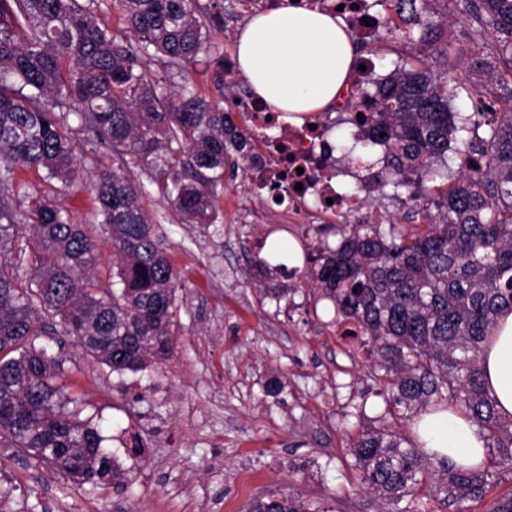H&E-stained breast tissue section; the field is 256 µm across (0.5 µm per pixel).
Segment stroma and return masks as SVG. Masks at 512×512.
I'll use <instances>...</instances> for the list:
<instances>
[{"instance_id":"1","label":"stroma","mask_w":512,"mask_h":512,"mask_svg":"<svg viewBox=\"0 0 512 512\" xmlns=\"http://www.w3.org/2000/svg\"><path fill=\"white\" fill-rule=\"evenodd\" d=\"M428 14L441 41H452L457 73L484 81L476 44L450 20L445 0ZM419 45L378 33L361 44L374 81L411 61ZM152 216L162 217L170 261L182 283L173 353L159 369L117 375L65 337L57 355L72 393H88L84 412L125 471V487H76L18 448H0V512H250L259 499L294 492L330 512H385L360 484L351 437L379 427L388 406L370 378L371 362L336 333L334 304L298 276H255L248 258L260 244L336 246L338 230L280 223L260 211L245 174L225 179L215 224L181 223L139 169ZM290 287L288 303L263 298ZM281 390L267 391L270 381ZM159 428H152V421Z\"/></svg>"}]
</instances>
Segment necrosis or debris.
<instances>
[{"mask_svg": "<svg viewBox=\"0 0 512 512\" xmlns=\"http://www.w3.org/2000/svg\"><path fill=\"white\" fill-rule=\"evenodd\" d=\"M298 4L338 13L353 38L361 43L371 40L380 30L371 0H298ZM375 68L371 57L361 56L359 68L352 70L327 111L311 114L301 126L277 119L264 103L248 99L247 131L255 135L270 127L279 130L265 153L249 161V189L279 184L288 197L289 215L304 224L319 223L326 214L340 221L357 214L370 220V212L339 187L342 160L330 139V125L333 119L348 121L358 113L372 111L371 101L361 97L359 91L369 83Z\"/></svg>", "mask_w": 512, "mask_h": 512, "instance_id": "1", "label": "necrosis or debris"}]
</instances>
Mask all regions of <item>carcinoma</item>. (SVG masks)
I'll list each match as a JSON object with an SVG mask.
<instances>
[{
    "instance_id": "obj_1",
    "label": "carcinoma",
    "mask_w": 512,
    "mask_h": 512,
    "mask_svg": "<svg viewBox=\"0 0 512 512\" xmlns=\"http://www.w3.org/2000/svg\"><path fill=\"white\" fill-rule=\"evenodd\" d=\"M389 1L418 36L427 0ZM471 41L495 48L474 90L475 110L456 120L451 101L464 85L427 57L396 69L366 92L375 111L352 137L385 150L387 178L408 191L426 179L446 182L433 207L414 206L407 223L348 224L336 248L309 249L306 270L337 313L359 329L389 413L409 420L451 407L478 428L489 464L512 466V415L501 414L483 380L484 344L499 316L512 311V0H451ZM121 14L123 26L107 16ZM224 0H0V447L20 448L82 486L125 482L102 437L80 419L86 396L66 393L64 362L40 342L56 332L112 371H143L173 351L181 282L159 224L148 214L134 166L166 196L186 224H213L224 174L253 148L224 111V52L209 23L223 21ZM163 72L187 63L209 72L208 93L186 76L175 92ZM108 142L121 164L96 168L92 223L117 255L111 287L94 274L99 239L72 221L64 194L37 190L20 172H46L66 186L84 179L75 128ZM459 142L467 170L448 180L447 154ZM30 226L31 235L22 231ZM34 274L20 275L22 263ZM263 278L283 272L255 256ZM350 452L361 483L414 508L428 482L421 448L389 427L362 431ZM483 467L444 468L434 485L448 502L484 498ZM251 512H326L295 496L258 500Z\"/></svg>"
}]
</instances>
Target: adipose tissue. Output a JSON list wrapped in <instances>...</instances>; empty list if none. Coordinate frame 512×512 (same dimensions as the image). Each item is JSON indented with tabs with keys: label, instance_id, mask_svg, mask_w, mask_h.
I'll list each match as a JSON object with an SVG mask.
<instances>
[{
	"label": "adipose tissue",
	"instance_id": "obj_1",
	"mask_svg": "<svg viewBox=\"0 0 512 512\" xmlns=\"http://www.w3.org/2000/svg\"><path fill=\"white\" fill-rule=\"evenodd\" d=\"M354 55L339 19L288 4L252 17L236 43L239 70L253 93L295 124L335 99ZM483 373L498 410L512 414V312L498 319L484 353ZM415 430L425 448L458 466L476 467L484 461V440L454 410L423 416Z\"/></svg>",
	"mask_w": 512,
	"mask_h": 512
}]
</instances>
